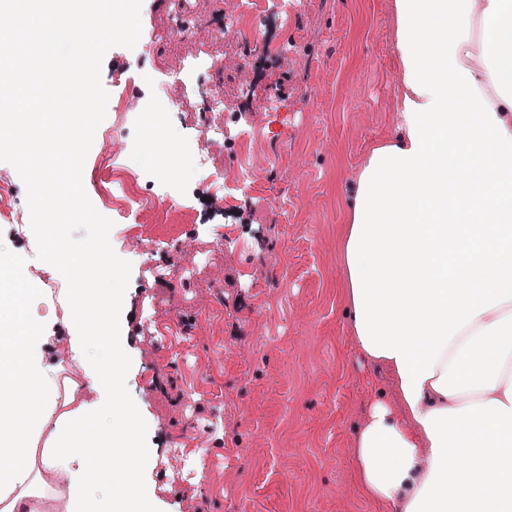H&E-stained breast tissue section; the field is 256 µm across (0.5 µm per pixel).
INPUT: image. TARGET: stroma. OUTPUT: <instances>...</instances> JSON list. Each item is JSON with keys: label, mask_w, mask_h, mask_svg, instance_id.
I'll use <instances>...</instances> for the list:
<instances>
[{"label": "stroma", "mask_w": 512, "mask_h": 512, "mask_svg": "<svg viewBox=\"0 0 512 512\" xmlns=\"http://www.w3.org/2000/svg\"><path fill=\"white\" fill-rule=\"evenodd\" d=\"M298 10L281 33L288 65L268 78L288 108L266 113L261 92L253 101L265 141L248 161L260 189L248 203L256 224L271 228L270 267L251 263L247 238L217 244L187 202L171 229L146 213L112 217L115 254L131 230L168 232L174 245L190 241V256H210L186 282L130 261L129 284L140 288L150 321L135 340L129 321L120 323L132 361L126 387L148 426L145 481L159 512H387L358 483L353 437L372 401L394 392L387 369L361 359L349 336L341 231L354 171L398 134L392 0H300ZM204 51L181 41L145 58L115 46L101 83L115 98L158 82L174 101L182 95L175 72ZM118 60L132 81L113 83ZM199 124L190 112L164 132L146 123L134 134L161 139L190 181L197 169L183 140ZM31 307L43 317L38 350L52 377L53 349L81 355L79 337L62 295L35 294ZM163 430L172 444L162 450Z\"/></svg>", "instance_id": "1"}]
</instances>
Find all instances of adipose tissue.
<instances>
[{
  "mask_svg": "<svg viewBox=\"0 0 512 512\" xmlns=\"http://www.w3.org/2000/svg\"><path fill=\"white\" fill-rule=\"evenodd\" d=\"M401 67L396 142L357 177L343 246L350 330L392 375L355 434L359 483L392 512H512V0H393ZM0 258V381L41 373L19 277ZM470 403H462V396ZM52 416L0 407V512H150L134 472L135 417L115 405L125 451L110 499L88 492L105 468L78 436L95 414L68 395ZM65 474V488L50 477Z\"/></svg>",
  "mask_w": 512,
  "mask_h": 512,
  "instance_id": "ef3b65f1",
  "label": "adipose tissue"
}]
</instances>
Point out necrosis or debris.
I'll use <instances>...</instances> for the list:
<instances>
[{
	"instance_id": "necrosis-or-debris-1",
	"label": "necrosis or debris",
	"mask_w": 512,
	"mask_h": 512,
	"mask_svg": "<svg viewBox=\"0 0 512 512\" xmlns=\"http://www.w3.org/2000/svg\"><path fill=\"white\" fill-rule=\"evenodd\" d=\"M166 5L169 23L144 34L145 48L201 37L211 50L182 71L184 94L177 102L160 104L152 84L148 83L136 94L120 97L115 110L123 117L156 112L168 124L182 121L184 113H199L203 131L187 143L195 151L199 168V177L190 191L198 203L196 223L218 228L224 219L236 214L235 208L224 203L225 191L245 196L255 190V182L244 165V146L251 135L240 130L238 124L258 89L266 90L270 110H277L281 103L277 88L263 87L262 82L268 71L280 67L287 58L288 47L278 32L288 23L289 0H236L231 9L203 25L193 19L191 0H166ZM228 56L236 57L249 75L248 81L232 96L214 79L222 59ZM218 140L223 141L226 154L238 160V167L223 169L211 164L210 146ZM100 182L104 199L120 211L136 208L168 217L177 211L169 182H162L157 191L148 192L139 174L123 167L108 170Z\"/></svg>"
}]
</instances>
